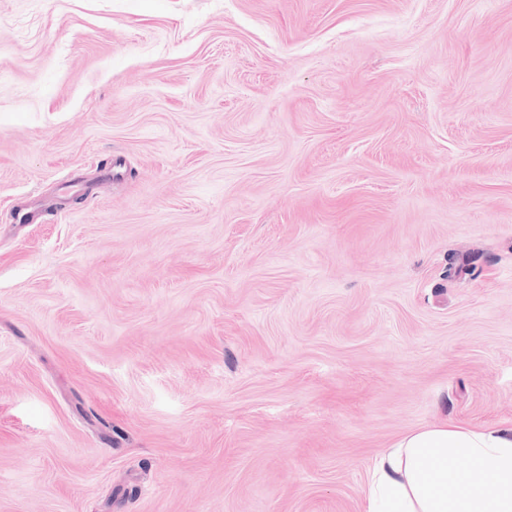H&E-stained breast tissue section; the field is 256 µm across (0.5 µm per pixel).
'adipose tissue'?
<instances>
[{"mask_svg": "<svg viewBox=\"0 0 512 512\" xmlns=\"http://www.w3.org/2000/svg\"><path fill=\"white\" fill-rule=\"evenodd\" d=\"M366 512H512V432L438 423L377 457Z\"/></svg>", "mask_w": 512, "mask_h": 512, "instance_id": "ef3b65f1", "label": "adipose tissue"}]
</instances>
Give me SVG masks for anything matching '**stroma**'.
<instances>
[{"instance_id":"35a3bbf8","label":"stroma","mask_w":512,"mask_h":512,"mask_svg":"<svg viewBox=\"0 0 512 512\" xmlns=\"http://www.w3.org/2000/svg\"><path fill=\"white\" fill-rule=\"evenodd\" d=\"M443 421L512 427V0H0V512H364Z\"/></svg>"}]
</instances>
